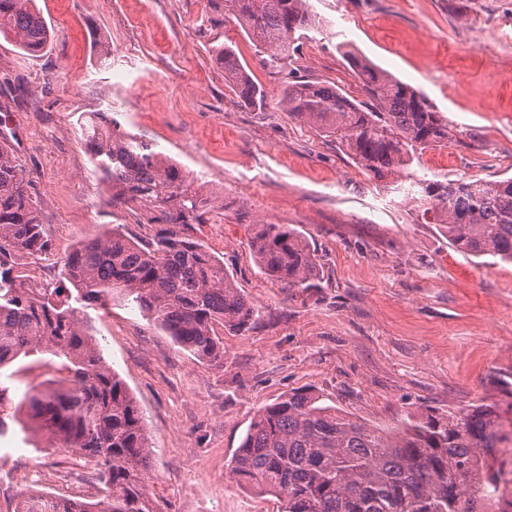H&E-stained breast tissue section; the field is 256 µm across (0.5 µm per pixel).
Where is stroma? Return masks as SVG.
I'll use <instances>...</instances> for the list:
<instances>
[{
	"label": "stroma",
	"instance_id": "1",
	"mask_svg": "<svg viewBox=\"0 0 512 512\" xmlns=\"http://www.w3.org/2000/svg\"><path fill=\"white\" fill-rule=\"evenodd\" d=\"M318 24L288 62L262 65L224 16V0H36L52 30L38 57L0 38V128L36 196L54 275L77 242L122 224L151 232L107 204L80 143L77 119L106 112L156 141L224 214L195 234L261 312L245 334L225 332L224 365L198 360L138 310H88L106 362L133 393L153 451L149 490L161 512H278L239 487L226 465L256 411L297 389L387 428L407 414L503 403L512 384V263L458 252L420 209L357 167L331 137L284 112L288 76L366 95L348 53L425 94L456 138L425 150L418 173L512 177V0H312ZM229 40L269 108L241 105L214 44ZM111 50L101 66L103 50ZM129 69L138 83L112 86ZM292 224L318 252L316 287L263 274L251 224ZM4 446L26 448L0 468V512H14L31 461L36 487L95 499L94 464L12 424Z\"/></svg>",
	"mask_w": 512,
	"mask_h": 512
}]
</instances>
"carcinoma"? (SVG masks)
I'll return each instance as SVG.
<instances>
[{
  "mask_svg": "<svg viewBox=\"0 0 512 512\" xmlns=\"http://www.w3.org/2000/svg\"><path fill=\"white\" fill-rule=\"evenodd\" d=\"M224 13L259 47L261 61L288 65L314 27L311 0H224ZM0 36L26 54L48 48L52 33L35 0H0ZM224 80L243 105L268 104L233 46L214 47ZM371 104L319 81L287 83L289 114L334 137L377 180L411 179L406 200L432 214L457 250L512 262V177H420L418 153L452 139L448 119L428 98L365 58L351 57ZM81 146L108 184L114 209L149 215L159 228L135 239L122 225L79 241L57 282L35 288L22 260L48 255L36 200L22 164L0 138V370L35 354L61 360L66 376L27 387L19 401L29 429L52 445L96 460L103 496L87 501L49 492L18 495L14 512H158L149 493L151 450L136 400L95 344L80 313L107 310L119 298L170 336L179 348L224 366L217 328L250 331L260 317L224 261L195 239L224 204L159 145L112 127L104 113L79 120ZM259 268L290 288H311L320 258L292 224L250 225ZM0 382V437L16 414ZM512 457V429L498 404L446 415L410 414L381 429L325 403L309 389L261 407L228 464L229 476L282 512H507L512 478L498 466Z\"/></svg>",
  "mask_w": 512,
  "mask_h": 512,
  "instance_id": "1",
  "label": "carcinoma"
}]
</instances>
